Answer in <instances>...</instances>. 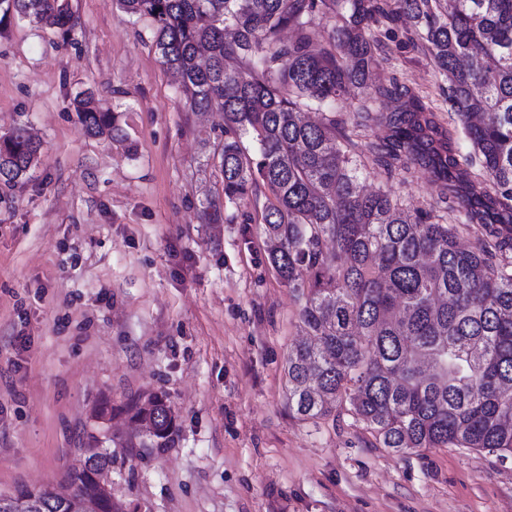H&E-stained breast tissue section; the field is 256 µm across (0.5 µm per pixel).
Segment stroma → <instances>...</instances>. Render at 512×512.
<instances>
[{"label": "stroma", "instance_id": "obj_1", "mask_svg": "<svg viewBox=\"0 0 512 512\" xmlns=\"http://www.w3.org/2000/svg\"><path fill=\"white\" fill-rule=\"evenodd\" d=\"M68 36L0 26V133L25 123L39 161L0 187V492L62 484L100 395L151 393L175 415L165 444L112 423L124 512H512V459L467 448L395 454L348 416L289 413L285 359L299 303L268 261L262 208L205 224L222 192V120L188 107L147 22L114 0H72ZM397 79L472 152L448 81L404 18L370 26ZM92 92L126 137L88 135L71 101ZM389 187L412 209L425 169Z\"/></svg>", "mask_w": 512, "mask_h": 512}]
</instances>
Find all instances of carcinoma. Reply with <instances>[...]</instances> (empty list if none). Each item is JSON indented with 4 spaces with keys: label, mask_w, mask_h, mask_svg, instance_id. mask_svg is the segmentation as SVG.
I'll list each match as a JSON object with an SVG mask.
<instances>
[{
    "label": "carcinoma",
    "mask_w": 512,
    "mask_h": 512,
    "mask_svg": "<svg viewBox=\"0 0 512 512\" xmlns=\"http://www.w3.org/2000/svg\"><path fill=\"white\" fill-rule=\"evenodd\" d=\"M146 19L152 44L195 112H221L224 201L208 199L204 224L263 193L269 259L300 303L306 339L288 350V409L299 420L348 415L376 448L408 452L469 448L512 458V0H115ZM409 19L436 68L482 173H474L410 89L393 78L365 91L380 68L366 28ZM74 26L70 0H0L12 19ZM326 20L319 26L315 19ZM405 99L380 117L379 98ZM75 112L91 136L123 138L113 112L78 94ZM383 118L382 141L359 131ZM254 144L248 152L245 141ZM40 144L28 125L0 136V184L35 166ZM373 164L386 176L367 189ZM417 165L440 184L436 205L411 214L386 187ZM483 230L459 246L461 232ZM99 414L124 413L153 440L175 417L151 394L123 407L101 395ZM85 467L66 484L109 512L94 479L112 462L93 437ZM51 487L0 492V503L49 497Z\"/></svg>",
    "instance_id": "carcinoma-1"
}]
</instances>
